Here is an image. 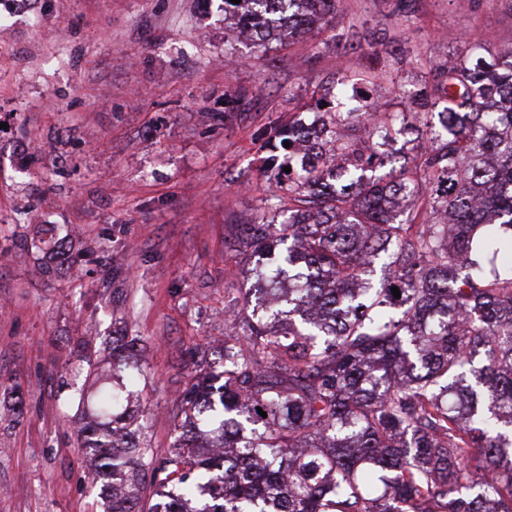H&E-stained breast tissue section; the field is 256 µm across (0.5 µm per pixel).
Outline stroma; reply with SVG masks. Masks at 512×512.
<instances>
[{"label": "stroma", "mask_w": 512, "mask_h": 512, "mask_svg": "<svg viewBox=\"0 0 512 512\" xmlns=\"http://www.w3.org/2000/svg\"><path fill=\"white\" fill-rule=\"evenodd\" d=\"M345 3L338 27L403 60L372 91L393 108L460 34L512 47L506 0ZM367 66L317 34L243 42L221 0H19L0 25V512H103L63 383L87 354L94 392L113 331L144 341L145 433L167 452L188 372L255 281L227 241L262 212L267 140ZM38 224L70 230L66 253L31 246Z\"/></svg>", "instance_id": "1"}]
</instances>
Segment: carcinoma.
Returning <instances> with one entry per match:
<instances>
[{
	"label": "carcinoma",
	"mask_w": 512,
	"mask_h": 512,
	"mask_svg": "<svg viewBox=\"0 0 512 512\" xmlns=\"http://www.w3.org/2000/svg\"><path fill=\"white\" fill-rule=\"evenodd\" d=\"M253 2L224 12L261 36ZM296 2L295 33L336 29L343 0ZM330 41L373 37L350 25ZM489 44L429 65L397 112L314 90V123L278 131L291 176L270 156L264 208L288 221L232 235L256 287L220 360L191 371L168 452L129 429L140 337H112V375L79 394L110 512H142L147 471L148 512H512V48ZM383 73L377 60L336 85ZM406 130L424 144L396 168Z\"/></svg>",
	"instance_id": "carcinoma-1"
}]
</instances>
